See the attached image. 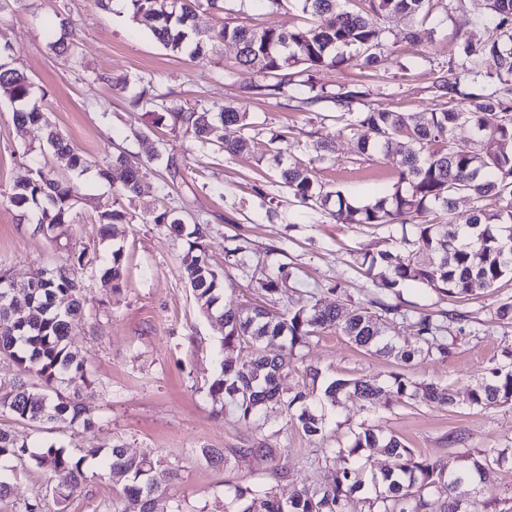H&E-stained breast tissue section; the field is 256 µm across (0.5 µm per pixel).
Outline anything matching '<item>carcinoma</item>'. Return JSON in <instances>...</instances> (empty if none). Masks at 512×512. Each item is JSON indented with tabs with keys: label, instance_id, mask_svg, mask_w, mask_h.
Returning a JSON list of instances; mask_svg holds the SVG:
<instances>
[{
	"label": "carcinoma",
	"instance_id": "obj_1",
	"mask_svg": "<svg viewBox=\"0 0 512 512\" xmlns=\"http://www.w3.org/2000/svg\"><path fill=\"white\" fill-rule=\"evenodd\" d=\"M295 2L308 16V23L288 30L228 23L217 29H201L199 14L228 11L226 0H124L123 12L163 47L184 53L193 61L204 60L215 41L233 42L237 54L236 69L231 74L262 75L264 83H252L247 89L272 95L286 94L291 86L301 84V72L297 71L300 65L306 72L343 65L361 70L378 67L382 62V32L377 19L392 13L407 15L411 24L403 40L416 44L426 35L423 24L435 7V0ZM472 2L485 20V36L470 33L457 38L448 69L439 71L432 83L437 108L402 112L374 107L357 112L354 105L365 92L355 85L344 86L333 95L320 91L303 99L310 106L332 103L339 112L343 132L366 129L367 136L358 141L360 153L393 152L400 156L397 181L382 196L366 204L352 203L342 191L326 189L307 165L275 160L280 184L295 199L312 208L335 202L332 216L340 224H410L436 205L452 212L459 194L473 200L472 212L463 224L450 218L415 225L416 239L406 259H395L389 250L371 258L370 271L381 289L391 293L415 285L461 303L473 296L475 289L495 288L512 276V247H503L505 239H512V154L499 151L500 145L512 142V0ZM489 59L494 72L485 74L480 84L471 83L482 75ZM33 88V81L11 60L10 53L0 51V94L12 105V121L41 126L47 147L65 169L60 173L23 153L30 175L16 182L6 199L24 213L36 212L38 229L57 240L66 227L75 223V207L82 190L75 177L93 167L98 180L133 204L143 193L151 167L147 162L132 161L124 150L90 165L49 122ZM128 105L133 112L153 116L156 123L167 120L172 129L191 134L202 149L216 147L237 156L252 148L251 136L224 138L227 126H250L248 112L240 106H169L156 93L151 80L129 98ZM460 123L474 129L473 144L453 141L452 132ZM130 220L131 213L115 200L102 205L98 213L105 234ZM142 220L186 237L188 248L182 256L186 282L201 311L221 320L224 327L217 350L220 371L208 393L215 402L229 400L247 420L271 412L296 421L311 437L322 434L324 416L310 402L309 395L302 391L283 394L280 379L288 370L294 349L326 329L335 328L362 349H375L400 364H408L417 356H448L452 346L447 336L448 321L465 317L457 309L437 316L422 314L410 322L414 344L401 346L381 322L382 315L395 308L380 297L347 311L332 303H315L279 314L259 306L246 313L234 307L220 308L224 274L209 262L207 223L199 219L188 228L173 211L155 206L143 210ZM68 252L66 263L36 269L22 287L23 302L32 311L29 320H9L0 309V360L12 362L19 371L15 381L0 384V417L31 427L54 423L63 432L87 431L97 424L96 418L62 389L87 381L86 358L70 345V336L86 316V296L77 276L84 265L85 251L78 252L71 246ZM122 260L121 250L112 251L111 264L100 275L102 286L115 287L122 275ZM63 298L68 299V306L60 309L57 302ZM269 337L282 339V354H263L261 343ZM232 347L244 353L234 360L224 358V350ZM29 376L40 383H29ZM387 391L400 400L426 405L450 407L455 403L450 388L418 382L403 372L392 374L387 389L366 379L339 378L326 387L325 396L333 403L357 398L373 406ZM511 402L512 362L491 368L489 375L469 392V404L477 409ZM365 448H381L394 461L371 475L373 494L365 498L368 512H433L431 496L441 485L448 488V501L440 506V512H463L469 486L507 454L505 448L469 449L462 455V463L452 466L422 458L398 437L367 427L352 433L346 448L322 449L326 478L318 489L302 488L284 502L270 488L237 485L224 502V512H352L354 499L365 487L359 464ZM90 457L98 459L100 472L88 471L86 461ZM2 460H15L48 476L60 512H65L68 503L93 479L122 485L123 496L139 504V512H154L157 487L152 473L158 461L150 454L129 456L125 449L115 446L91 448L79 455L54 443L34 451L28 438L0 425Z\"/></svg>",
	"mask_w": 512,
	"mask_h": 512
}]
</instances>
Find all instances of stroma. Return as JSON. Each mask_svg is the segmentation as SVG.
I'll list each match as a JSON object with an SVG mask.
<instances>
[{"mask_svg": "<svg viewBox=\"0 0 512 512\" xmlns=\"http://www.w3.org/2000/svg\"><path fill=\"white\" fill-rule=\"evenodd\" d=\"M444 2L428 20L432 42L409 45L402 40L409 18L381 17L384 65L364 74L344 66L322 68L313 71L312 87L334 93L360 84L365 93L357 105L361 111L377 106L431 111L436 106L432 82L453 58L458 33L478 27L471 0ZM60 17L69 20L68 53L53 51L46 37L47 26ZM225 21L282 29L306 23L295 7L270 14L254 0L240 10L200 17L204 28ZM5 44L43 92L48 120L90 162H101L118 144L144 161L163 148L175 157L172 170L153 162L140 202L208 222V251L224 270L225 305H262L285 312L315 300L324 305L365 304L379 289L366 275L363 258L384 249L387 240L415 236L409 224L336 223L328 209L303 206L281 187L278 170L268 161L273 154L313 164L327 188L367 203L396 181L397 156L360 154L358 133L341 131L333 112L322 106L301 108L299 101L308 97L310 87H294L288 97L263 96L248 93L241 78H224L226 66L235 61L233 43L215 42L208 61L197 64L166 50L127 15L99 9L92 0H11L0 12V45ZM125 77L130 80L127 88L115 87V80ZM147 80L177 104L217 102L245 108L252 122L251 152L228 156L203 150L191 135L144 123L140 113L127 111L125 101ZM133 127L142 130V137H130ZM316 139L334 147L325 160L311 158L308 146ZM27 149L47 166L58 167L41 128L15 125L10 102L0 97V268L19 286L35 269L58 266L67 258L61 244L38 232L35 220H19L17 209L2 198L27 176L22 159ZM80 182L83 198L68 235L87 255L79 278L88 312L72 342L88 357V384L80 390V401L98 425L70 435L33 432L20 424L19 434L33 435L41 445L64 444L77 454L112 446L131 455L153 452L161 460L154 472L159 487L155 512H169L175 495L185 498L188 512H222L225 493L237 484L260 485L288 500L295 489L320 482L321 449L346 447L363 424L379 426L433 461L455 462L469 448H512V403L476 410L468 402L471 387L487 369L512 353V325L494 319L500 304L512 302V280L477 290L465 304L468 322L447 358L421 357L403 368L414 380L450 386L456 399L450 408L390 395L373 408L356 399L331 404L323 395L328 381L366 378L384 386L400 368L383 354L356 347L339 330L311 337L296 350L281 387L295 392L306 383V368L320 370L312 397L325 418V431L315 438L283 419L246 421L232 406L220 409L212 403L207 390L216 374L213 349L224 330L200 312L185 282L180 266L185 242L138 216L120 225L117 236L102 238L97 215L113 191L91 171ZM239 244L244 250L238 254L234 248ZM116 249L123 252V274L118 289L106 291L100 272ZM280 270L290 275L286 288L264 295L261 279ZM387 301L401 308V316L389 318L387 326L403 343L410 339L409 318L450 306L438 292L418 286L402 287ZM258 442L274 449L275 459L238 456V448ZM203 447L223 450V466L208 465L198 454ZM278 462L286 464L287 480L276 479L273 467ZM34 497L41 499L43 512H55L41 473L29 470L15 481L12 496L0 501V512H13ZM469 500L479 506L492 500L498 512H512V462L486 469Z\"/></svg>", "mask_w": 512, "mask_h": 512, "instance_id": "1", "label": "stroma"}]
</instances>
